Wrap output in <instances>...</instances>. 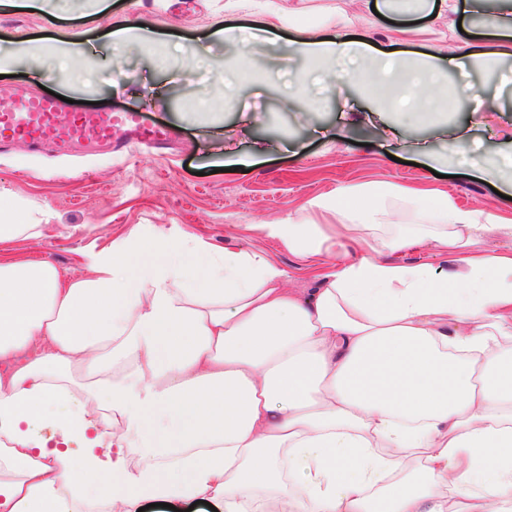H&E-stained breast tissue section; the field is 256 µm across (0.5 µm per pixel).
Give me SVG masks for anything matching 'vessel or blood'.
<instances>
[{
  "label": "vessel or blood",
  "instance_id": "b4317fda",
  "mask_svg": "<svg viewBox=\"0 0 512 512\" xmlns=\"http://www.w3.org/2000/svg\"><path fill=\"white\" fill-rule=\"evenodd\" d=\"M66 107V102L40 92L0 97V152L17 142L48 145L62 154L96 147L123 150L134 144L161 150L174 139L170 130L146 125L134 111L88 109L64 123L59 116ZM119 131L124 139H116Z\"/></svg>",
  "mask_w": 512,
  "mask_h": 512
}]
</instances>
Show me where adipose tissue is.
Instances as JSON below:
<instances>
[{
	"mask_svg": "<svg viewBox=\"0 0 512 512\" xmlns=\"http://www.w3.org/2000/svg\"><path fill=\"white\" fill-rule=\"evenodd\" d=\"M435 11L452 27L480 16L483 50L412 53L404 20L382 55L339 9L298 28L289 95L360 83L369 123L399 139L447 111L461 59H512V0ZM426 196L343 185L263 225L317 268L309 288L262 254L162 230L102 250L79 279L0 258V512H512V245L479 246L512 242V217ZM391 200L415 223H393ZM47 217L0 208V244L40 238ZM422 244L447 268L383 258Z\"/></svg>",
	"mask_w": 512,
	"mask_h": 512,
	"instance_id": "obj_1",
	"label": "adipose tissue"
}]
</instances>
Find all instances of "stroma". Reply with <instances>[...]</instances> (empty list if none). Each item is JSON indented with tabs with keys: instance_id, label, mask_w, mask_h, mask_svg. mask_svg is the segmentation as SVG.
<instances>
[{
	"instance_id": "35a3bbf8",
	"label": "stroma",
	"mask_w": 512,
	"mask_h": 512,
	"mask_svg": "<svg viewBox=\"0 0 512 512\" xmlns=\"http://www.w3.org/2000/svg\"><path fill=\"white\" fill-rule=\"evenodd\" d=\"M226 0H53L83 12L79 21H48L27 13L0 15V96L28 87H46L76 101L103 102L113 111L136 110L152 125L170 128L178 143L168 154L144 149L129 157L34 152L17 146L0 155V202L21 198L50 208L52 218L36 241L0 246L18 259L52 262L69 279L85 275L90 258L130 233L149 236L156 229L186 232L215 250L232 245L265 255L290 274L293 288L310 287L312 274L297 256L282 250L259 230V223L300 213L312 198L341 185L395 183L430 188L457 205L502 214L512 200L491 184L470 180L447 164L448 143L440 126L425 121L400 141L381 139L375 129L355 123L370 106L356 85L341 92L313 90L315 109L287 98L283 88L300 69L284 61L285 37L245 45L226 43L219 30L227 22L261 26L259 16L229 15ZM295 10L296 22L314 20L326 7L343 6L354 19L352 37L382 51L393 45L392 21L376 15L360 0H278ZM127 19L142 31L172 45L168 70L134 47L115 48L108 32L113 21ZM66 35L80 41L101 62L90 84L75 88L60 80V62L39 60L20 51V37ZM250 54L271 72L234 99L212 100L224 65ZM449 86L463 89L448 113L449 126L469 124L471 161H504L512 145L485 125L474 123L475 103L501 107L502 124L512 123V60L498 68L468 66L452 71ZM232 147L242 159L223 171L222 151ZM440 159L437 170L422 165V150Z\"/></svg>"
}]
</instances>
